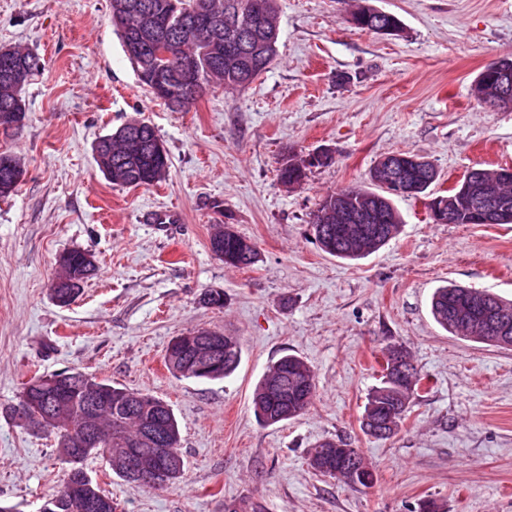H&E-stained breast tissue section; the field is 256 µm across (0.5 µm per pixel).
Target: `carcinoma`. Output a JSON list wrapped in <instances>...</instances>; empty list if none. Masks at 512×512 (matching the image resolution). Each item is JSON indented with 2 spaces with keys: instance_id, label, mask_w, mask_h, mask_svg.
I'll return each instance as SVG.
<instances>
[{
  "instance_id": "1",
  "label": "carcinoma",
  "mask_w": 512,
  "mask_h": 512,
  "mask_svg": "<svg viewBox=\"0 0 512 512\" xmlns=\"http://www.w3.org/2000/svg\"><path fill=\"white\" fill-rule=\"evenodd\" d=\"M266 5V29L272 44L263 52L255 53L256 37L260 23L252 15V0H109L111 17L119 14L130 17L136 24V17H151L157 21L151 36H159L171 41L173 58L164 71L157 70L154 54L148 51L135 56L127 55L135 69L139 82L155 98L167 101L169 98L188 101L184 111H189L212 87L219 85L226 89L242 88L251 84L268 69L277 53L280 34V21L277 0H262ZM207 12L214 25L200 32H192L193 18L199 11ZM239 13V24L243 33L240 38L241 57L252 65L243 69L238 64L228 65L224 60L212 58L205 53L207 43L215 38L224 39V22L227 16ZM401 20L394 14L373 13L364 22L362 30L379 34L382 30L400 25ZM40 69V58L33 52L20 47L0 48V114L8 111L26 117V102L22 91ZM126 126L100 137L94 144L96 162L104 176L115 186L125 188H150L161 182L168 170L167 151L158 152L155 144L160 141L153 125L144 122L136 129L139 144L128 142L124 135ZM307 178V169L294 167L286 162L278 167V180L286 188L293 183H302ZM376 190L350 187L339 191V195L355 201L377 196L385 199L381 209L380 233L367 245L351 243L336 238L330 255L357 259L376 252L394 239L400 232L403 221L400 212L393 204L389 193L376 182H371ZM336 194L326 196L312 214L314 234L337 226L329 219L328 213L335 207ZM224 236L222 246L224 264L248 268L255 264L258 250L255 243L240 235L228 224L224 231L216 232ZM70 274L78 285L66 291L51 289V293L67 295L64 305H70L81 290V284L91 277L97 266L86 262L84 252L72 250L65 253ZM469 295L477 306L476 314L470 317L466 326H458L452 319V303L461 294ZM200 303L208 307H224V290L209 288L200 294ZM506 312L512 319V302L499 299L486 290H479L456 283L442 286L433 294L431 313L435 321L446 331L456 336L470 338L476 342L501 348H512V341L502 343L485 333L480 326L488 311ZM208 330H196V345L189 351L167 347L164 363L174 376L198 381L222 380L231 375L240 365L242 346L236 336H224V360L208 373L197 371L198 355L202 351L201 341ZM390 355L382 370L380 385L368 395L362 430L374 437L386 438L393 434L404 420L414 390L411 378L418 376L416 368L399 346H390L383 351ZM67 377L52 389L45 375L30 377L23 383L18 403L7 407L3 413L16 420L18 408L24 399L44 400L48 403L59 399L70 404L69 418L62 424L30 421L22 429L44 434L55 440L59 457L68 465L66 477L57 490L49 496L54 501L52 512H87L84 503L87 497L104 496L101 488L92 481L83 483L81 495L73 498L66 488L72 479V472H84L83 462L91 455L107 458L112 454V471L124 481L132 482L118 449L117 439L127 442L141 436L144 420L155 415L164 423L163 442L147 445L149 451L179 460L183 459L180 449L179 424L172 409H155L152 400L155 396L127 387L114 386L104 380L96 385L112 396V411L97 414L86 411L83 400L93 394L92 386L86 384L85 373L71 369ZM315 392V375L311 367L300 357L287 354L279 358L263 373L255 385L252 404L256 417L263 424L272 426L295 419L310 406ZM335 449L347 460L343 466L323 468L319 462L321 451ZM308 460L312 469L323 476L342 481L351 488H369L375 482L371 465L358 448H349L341 439L325 440L308 449Z\"/></svg>"
}]
</instances>
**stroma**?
<instances>
[{
    "label": "stroma",
    "instance_id": "35a3bbf8",
    "mask_svg": "<svg viewBox=\"0 0 512 512\" xmlns=\"http://www.w3.org/2000/svg\"><path fill=\"white\" fill-rule=\"evenodd\" d=\"M401 33L349 23L348 0H277L280 37L266 72L218 87L187 112L150 95L125 56L109 0H0V47L21 45L42 69L25 87L26 125L0 136L25 178L0 199V501L37 512L67 466L53 439L1 410L36 374L77 369L152 394L173 408L183 478L165 490L124 482L108 463L83 467L117 512H224L262 500L267 512H512V349L454 336L430 312L435 288L455 282L512 300V224H436L423 198L398 197L400 234L347 260L323 252L310 218L327 194L367 187L381 157L409 152L434 164L433 188L473 168L512 167V108L473 95L490 62L512 57V0H370ZM145 120L170 159L158 185L113 186L95 141ZM332 164L290 191L281 156L321 147ZM152 213L175 216L150 224ZM253 241L259 258L234 268L208 246L217 225ZM93 255L98 274L66 307L50 284L59 257ZM223 289V308L200 304ZM242 342L221 381L172 376L171 340L200 329ZM429 384L387 439L360 421L390 345ZM286 354L315 373L300 417L259 423L252 391ZM328 439L359 448L375 484L353 489L315 474L307 451Z\"/></svg>",
    "mask_w": 512,
    "mask_h": 512
}]
</instances>
